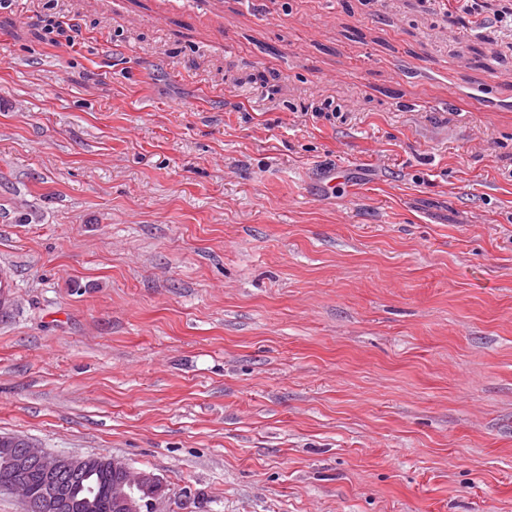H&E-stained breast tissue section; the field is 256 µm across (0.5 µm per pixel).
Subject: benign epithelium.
Instances as JSON below:
<instances>
[{
	"mask_svg": "<svg viewBox=\"0 0 512 512\" xmlns=\"http://www.w3.org/2000/svg\"><path fill=\"white\" fill-rule=\"evenodd\" d=\"M0 447L10 449L12 466V474L0 480V493L17 496L24 512H68L69 509L67 497L60 491L41 500L28 495V476L34 469L47 478L64 472L78 474L91 467L112 470L120 476V481L112 486L116 512H161L167 498V485L158 475L134 469L116 458L53 454L31 441L26 447L18 448L16 439L5 435H0Z\"/></svg>",
	"mask_w": 512,
	"mask_h": 512,
	"instance_id": "obj_1",
	"label": "benign epithelium"
}]
</instances>
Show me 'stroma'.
<instances>
[{"instance_id":"35a3bbf8","label":"stroma","mask_w":512,"mask_h":512,"mask_svg":"<svg viewBox=\"0 0 512 512\" xmlns=\"http://www.w3.org/2000/svg\"><path fill=\"white\" fill-rule=\"evenodd\" d=\"M489 18L0 0V434L153 472L165 512H512Z\"/></svg>"}]
</instances>
